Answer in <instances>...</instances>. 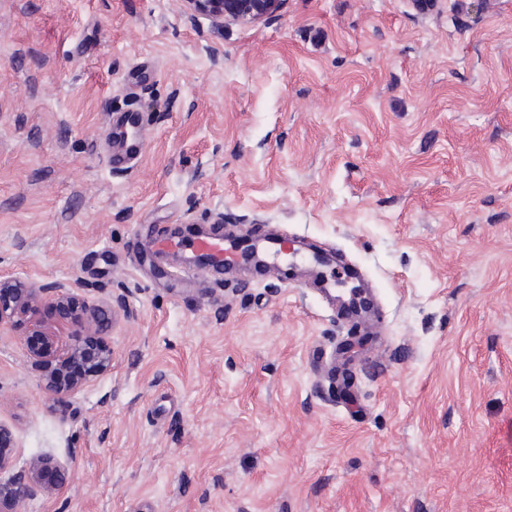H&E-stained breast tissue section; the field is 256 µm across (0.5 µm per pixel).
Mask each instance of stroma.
Returning a JSON list of instances; mask_svg holds the SVG:
<instances>
[{
	"label": "stroma",
	"instance_id": "35a3bbf8",
	"mask_svg": "<svg viewBox=\"0 0 512 512\" xmlns=\"http://www.w3.org/2000/svg\"><path fill=\"white\" fill-rule=\"evenodd\" d=\"M470 3L0 0V278L126 300L59 404L0 325L15 468L73 451L26 512H512V0ZM217 219L359 267L377 340L345 361L278 272L140 265L145 228ZM191 20L203 18L211 27L224 28V22L256 21L279 7L281 0H182Z\"/></svg>",
	"mask_w": 512,
	"mask_h": 512
}]
</instances>
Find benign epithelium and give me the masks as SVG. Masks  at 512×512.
I'll list each match as a JSON object with an SVG mask.
<instances>
[{
  "label": "benign epithelium",
  "mask_w": 512,
  "mask_h": 512,
  "mask_svg": "<svg viewBox=\"0 0 512 512\" xmlns=\"http://www.w3.org/2000/svg\"><path fill=\"white\" fill-rule=\"evenodd\" d=\"M191 20L203 18L211 27L222 29L224 22L256 21L279 7L281 0H182ZM83 285L57 284L37 287L28 282L0 279V324L15 318H29V335L38 337L28 346L31 364L42 369L40 388L55 403L88 384L94 377L112 367V351L103 336L112 327L115 308L123 307L121 295L99 303L86 304V337L61 346L55 332L31 318L35 307L48 304L66 318L79 305L77 291ZM61 466L55 457H36L6 483L0 482V512H25L27 502L39 494L49 495L56 487L45 480L46 470Z\"/></svg>",
  "instance_id": "1"
}]
</instances>
